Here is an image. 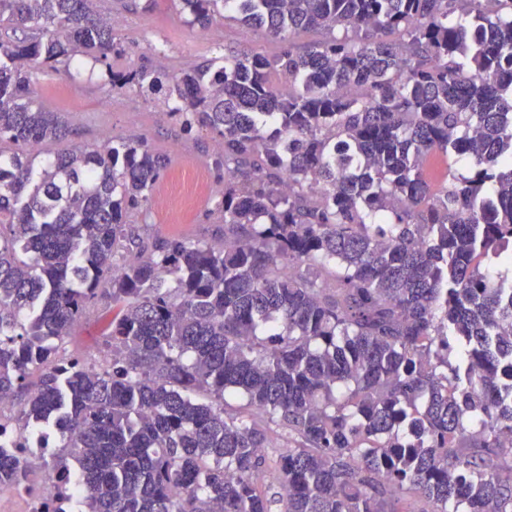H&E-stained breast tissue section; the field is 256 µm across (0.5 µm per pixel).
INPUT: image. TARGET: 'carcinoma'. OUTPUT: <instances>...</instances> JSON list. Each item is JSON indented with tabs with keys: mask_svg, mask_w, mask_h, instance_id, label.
I'll use <instances>...</instances> for the list:
<instances>
[{
	"mask_svg": "<svg viewBox=\"0 0 512 512\" xmlns=\"http://www.w3.org/2000/svg\"><path fill=\"white\" fill-rule=\"evenodd\" d=\"M172 2L281 50L116 69L99 0H0V143L62 144L0 149V399L64 438L28 472L84 512H512V0ZM79 56L222 140L224 240L148 249L164 156L64 145L35 74ZM99 296L105 367L53 364Z\"/></svg>",
	"mask_w": 512,
	"mask_h": 512,
	"instance_id": "cac0c4a2",
	"label": "carcinoma"
}]
</instances>
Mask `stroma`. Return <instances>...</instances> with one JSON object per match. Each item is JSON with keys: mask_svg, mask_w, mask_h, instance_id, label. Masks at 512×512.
Segmentation results:
<instances>
[{"mask_svg": "<svg viewBox=\"0 0 512 512\" xmlns=\"http://www.w3.org/2000/svg\"><path fill=\"white\" fill-rule=\"evenodd\" d=\"M99 8L118 21L123 50L114 58L117 67L146 66L154 69H190L231 46L245 53L274 56L279 45L263 31L221 21L205 34L187 30L172 10L169 0H154L147 11H130L121 0H101ZM78 62L69 68L38 74L40 98L47 110L57 113L68 125L69 142L93 146L109 136L130 141L145 140L162 154L167 165L155 187L171 192L176 180L187 173L201 172L208 192L195 197L190 206L148 215H133L145 237L153 241L183 238L215 242L224 236V222L215 210L217 190L224 186L223 151L214 135L205 129L182 134L179 125L165 118V105L138 92L126 90L104 95L99 79L80 75ZM107 299L96 300L86 317L75 327L68 343L84 355L103 353L102 332Z\"/></svg>", "mask_w": 512, "mask_h": 512, "instance_id": "1", "label": "stroma"}]
</instances>
